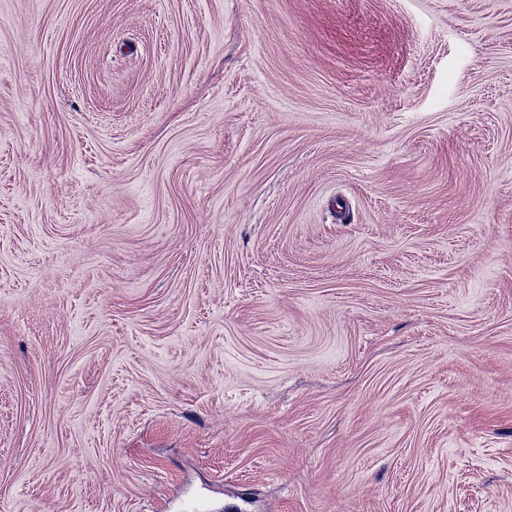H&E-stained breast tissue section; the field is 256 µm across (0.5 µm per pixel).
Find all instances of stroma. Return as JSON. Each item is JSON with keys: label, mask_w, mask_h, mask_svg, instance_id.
<instances>
[{"label": "stroma", "mask_w": 512, "mask_h": 512, "mask_svg": "<svg viewBox=\"0 0 512 512\" xmlns=\"http://www.w3.org/2000/svg\"><path fill=\"white\" fill-rule=\"evenodd\" d=\"M512 512V0H0V512Z\"/></svg>", "instance_id": "stroma-1"}]
</instances>
